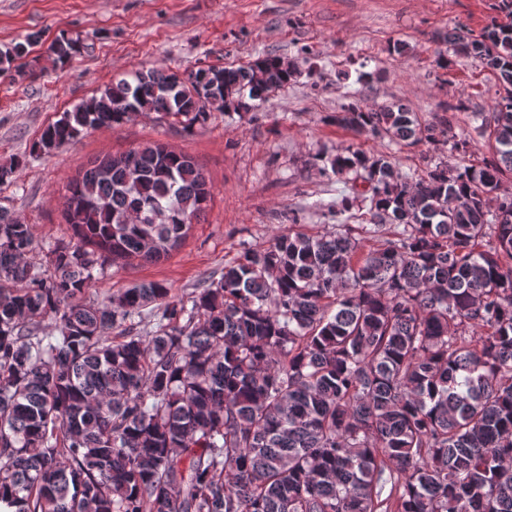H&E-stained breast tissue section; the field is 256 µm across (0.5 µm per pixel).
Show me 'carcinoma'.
<instances>
[{"mask_svg": "<svg viewBox=\"0 0 512 512\" xmlns=\"http://www.w3.org/2000/svg\"><path fill=\"white\" fill-rule=\"evenodd\" d=\"M448 50L502 87L477 112L492 158L324 162L345 184L316 204L367 224L310 234L298 219L245 248L218 279L177 295L144 282L86 294L109 260L158 261L210 197L202 169L155 143L106 156L67 184L73 237L35 250L0 206V504L9 512H512V0ZM37 41L0 49L11 70ZM72 39L53 44L71 60ZM300 75L267 56L178 76L135 72L48 124L50 154L142 112L205 120L248 112ZM336 125L435 148L467 134L404 104L352 100ZM392 228L368 251L362 240ZM48 323L52 332L42 331ZM388 495H383L384 490Z\"/></svg>", "mask_w": 512, "mask_h": 512, "instance_id": "obj_1", "label": "carcinoma"}]
</instances>
